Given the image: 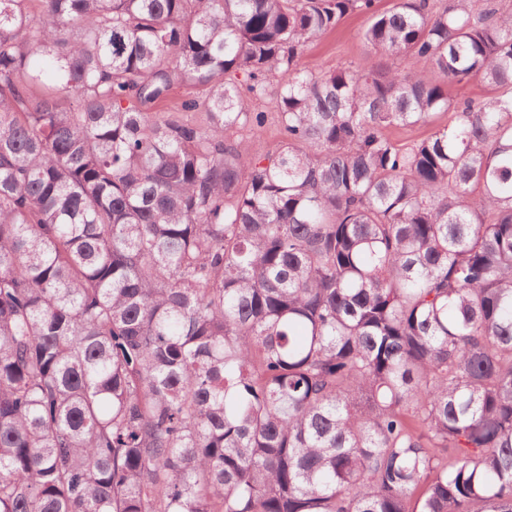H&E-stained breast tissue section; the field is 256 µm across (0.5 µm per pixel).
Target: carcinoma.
Returning a JSON list of instances; mask_svg holds the SVG:
<instances>
[{"label": "carcinoma", "instance_id": "obj_1", "mask_svg": "<svg viewBox=\"0 0 512 512\" xmlns=\"http://www.w3.org/2000/svg\"><path fill=\"white\" fill-rule=\"evenodd\" d=\"M0 512H512V3L0 0ZM366 25L365 15L348 16L335 31L322 36L305 50L302 64L315 72H331L361 61L368 54L362 39ZM276 86H272L271 93L262 99L244 97L242 106L249 112H266L265 123L256 127L249 133L255 151L260 149H273L280 140V126L275 108ZM446 123H448V113L440 114L432 121L421 126H416L412 130L391 129L389 133L392 136V138L399 141V143H407L413 139H420L428 136L432 132L434 127L438 125H444Z\"/></svg>", "mask_w": 512, "mask_h": 512}]
</instances>
